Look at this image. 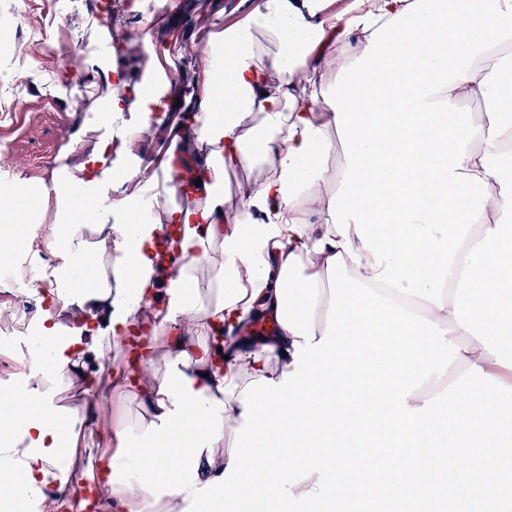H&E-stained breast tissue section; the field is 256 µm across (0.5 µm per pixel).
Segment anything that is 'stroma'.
<instances>
[{
    "label": "stroma",
    "instance_id": "obj_1",
    "mask_svg": "<svg viewBox=\"0 0 512 512\" xmlns=\"http://www.w3.org/2000/svg\"><path fill=\"white\" fill-rule=\"evenodd\" d=\"M0 0V167L32 191L41 222L54 219L52 185L60 165L76 168L99 141L94 121L113 79L127 100L112 119V137L142 121L143 84L170 75L171 90L152 113L139 155L151 160L171 144L173 123L198 103L211 59L209 35L237 22L227 0ZM167 13L166 26L152 18Z\"/></svg>",
    "mask_w": 512,
    "mask_h": 512
}]
</instances>
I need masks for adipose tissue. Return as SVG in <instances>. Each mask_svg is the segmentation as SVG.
Returning a JSON list of instances; mask_svg holds the SVG:
<instances>
[{
	"instance_id": "1",
	"label": "adipose tissue",
	"mask_w": 512,
	"mask_h": 512,
	"mask_svg": "<svg viewBox=\"0 0 512 512\" xmlns=\"http://www.w3.org/2000/svg\"><path fill=\"white\" fill-rule=\"evenodd\" d=\"M409 2L353 0L330 15L324 0H260L243 25L210 36L208 51L222 56L223 70L207 82L194 132L177 127L175 150L153 171L149 216H138L135 191L117 203L133 220L112 221V155L133 153V132L117 143L102 137L91 158L55 184L53 223L20 217L25 190L0 193V265L29 257L51 295L28 378L88 386L83 338L96 343V366L110 365L144 307L156 302L161 270L169 272L167 303L137 375L114 382L91 415L59 413L38 387L0 400V512L50 490L72 512H89L96 501L114 512H182L190 489L224 473V434L243 422L241 390L293 370L295 336L277 321L276 297L289 255L301 257L304 275H319L315 336L326 327L328 259L342 240L328 209L342 169L330 162L337 130L322 93L363 54L371 32ZM471 71L472 79L443 94L455 104L495 100L462 164L487 182L490 197L455 257L441 304L422 302L420 313L460 348L447 376L477 365L512 386V39L479 54ZM190 138L206 154L189 156ZM247 165L258 177L229 202L218 177ZM184 168L198 183L181 205L173 180ZM46 255L53 266L43 265ZM257 320L267 325L266 338L239 334ZM201 321L219 342L196 340ZM133 402L142 409L136 420L114 419V406ZM90 422L116 445L90 459L92 487L71 483L59 465Z\"/></svg>"
}]
</instances>
